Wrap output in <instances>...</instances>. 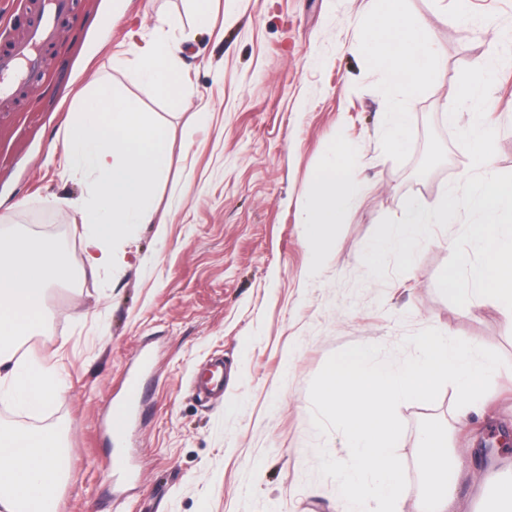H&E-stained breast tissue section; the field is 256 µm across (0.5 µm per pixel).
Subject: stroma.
Here are the masks:
<instances>
[{"label": "stroma", "instance_id": "stroma-1", "mask_svg": "<svg viewBox=\"0 0 512 512\" xmlns=\"http://www.w3.org/2000/svg\"><path fill=\"white\" fill-rule=\"evenodd\" d=\"M76 0L44 54L42 74L0 100V228L20 227L59 247L66 278L48 293L51 315L20 355L55 363L69 390L28 415L0 403V424L58 430L70 479L58 512H348L333 480L316 473L319 447L338 460L337 432L319 437L309 385L330 355L354 344L397 350L425 328L497 351L505 368L463 423L456 395L405 402L396 453L407 487L397 512H416L424 491L421 437L450 430L460 450L455 512H489L493 484L512 472V450L475 455L512 427V316L489 298L458 307L437 288L462 219L435 229L411 269L369 278L362 262L381 219L407 198L433 206L470 170L454 138L469 109L448 111L463 68L512 47V0H470L467 24L453 0H407L423 20L441 73L410 105L406 146L394 149L385 119L388 82L360 48L369 0H210L212 25L192 26L185 0ZM177 21L188 95L173 104L140 76L127 34ZM104 78L139 98L166 126L170 165L155 186L157 224L131 225L122 269L85 272L87 188L64 174L52 143L91 82ZM485 119L496 131L494 173H512V61L498 65ZM349 160L362 193L320 257L304 228L310 178L332 146ZM224 361V393L199 398L194 380ZM145 394L108 465L105 423L130 376Z\"/></svg>", "mask_w": 512, "mask_h": 512}]
</instances>
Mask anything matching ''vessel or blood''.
Here are the masks:
<instances>
[{
  "label": "vessel or blood",
  "instance_id": "vessel-or-blood-1",
  "mask_svg": "<svg viewBox=\"0 0 512 512\" xmlns=\"http://www.w3.org/2000/svg\"><path fill=\"white\" fill-rule=\"evenodd\" d=\"M25 10L34 11L39 21L10 37L9 46L0 52V98L12 97L37 72L42 49L53 44L58 21L70 11V0H22ZM143 394L139 379H130L122 397L109 407V429L115 443H122L130 417Z\"/></svg>",
  "mask_w": 512,
  "mask_h": 512
}]
</instances>
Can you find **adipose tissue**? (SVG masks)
I'll return each mask as SVG.
<instances>
[{"label": "adipose tissue", "mask_w": 512, "mask_h": 512, "mask_svg": "<svg viewBox=\"0 0 512 512\" xmlns=\"http://www.w3.org/2000/svg\"><path fill=\"white\" fill-rule=\"evenodd\" d=\"M374 20L363 31L369 62L391 84L388 128L396 146H403L408 105L422 83L434 77L439 59L424 22L410 20L405 0H373ZM131 50L141 74L156 93L169 100L186 96L182 50L163 34L130 35ZM65 174L88 183L79 206L85 215L83 252L89 271L110 274L119 263V249L130 225L153 223V186L169 167V137L139 100L108 81L94 84L74 105L60 142ZM311 177L313 196L304 217L305 237L316 250L326 243L331 226L357 200L361 187L348 172L340 148ZM57 247L21 231H0V397L28 412L64 397L67 386L53 365L29 359L9 348V341L31 336L45 324L44 299L53 280ZM420 467L428 489L417 512H451L452 488L459 457L436 430L425 433ZM65 460L58 433L33 432L21 426L0 429V512H57L56 492L64 483Z\"/></svg>", "instance_id": "1"}]
</instances>
